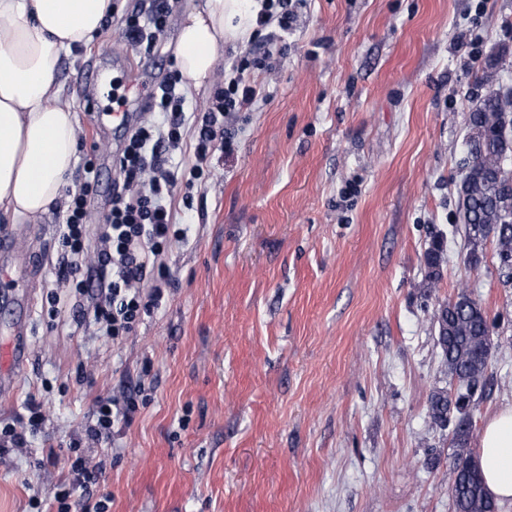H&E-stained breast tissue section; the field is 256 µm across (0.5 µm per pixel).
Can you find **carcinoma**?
I'll use <instances>...</instances> for the list:
<instances>
[{
    "instance_id": "1",
    "label": "carcinoma",
    "mask_w": 512,
    "mask_h": 512,
    "mask_svg": "<svg viewBox=\"0 0 512 512\" xmlns=\"http://www.w3.org/2000/svg\"><path fill=\"white\" fill-rule=\"evenodd\" d=\"M498 112L500 101L491 92L469 113L470 134L476 138L479 155L478 163L471 169V180L461 189L460 213L475 262H480L479 248L487 239L482 231H494L498 269L507 278L512 274V223H503L499 195L490 176V171L503 167L498 150ZM443 252V241L436 239L424 254L431 280L439 276ZM431 324L448 372L459 382L456 396L439 390L429 400V414L435 423L446 427L448 418L459 415L452 434V445L461 449L450 488L454 512H498L495 500L485 489L478 462L463 452L472 428L468 416L486 386L484 355L489 348L491 321L482 305L462 292L457 300L441 304L433 311Z\"/></svg>"
}]
</instances>
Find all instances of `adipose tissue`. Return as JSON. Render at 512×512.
Instances as JSON below:
<instances>
[{
  "label": "adipose tissue",
  "mask_w": 512,
  "mask_h": 512,
  "mask_svg": "<svg viewBox=\"0 0 512 512\" xmlns=\"http://www.w3.org/2000/svg\"><path fill=\"white\" fill-rule=\"evenodd\" d=\"M111 0H0V216L18 222L63 198L78 123L57 81L59 60L89 47ZM259 0H202L185 17L176 54L194 88L205 85L225 43L251 33ZM478 464L487 492L512 504V405L489 418Z\"/></svg>",
  "instance_id": "ef3b65f1"
}]
</instances>
